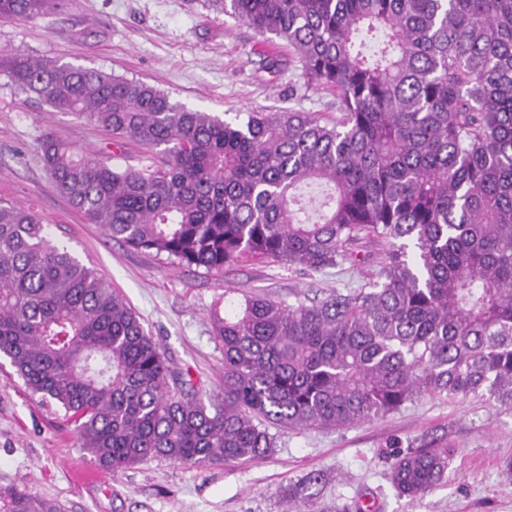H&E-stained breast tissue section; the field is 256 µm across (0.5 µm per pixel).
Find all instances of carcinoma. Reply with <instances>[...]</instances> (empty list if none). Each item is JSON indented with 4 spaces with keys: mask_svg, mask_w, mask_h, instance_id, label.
Listing matches in <instances>:
<instances>
[{
    "mask_svg": "<svg viewBox=\"0 0 512 512\" xmlns=\"http://www.w3.org/2000/svg\"><path fill=\"white\" fill-rule=\"evenodd\" d=\"M292 48L307 87L336 93L334 123L300 110L227 122L140 80L0 56L27 97L161 156L124 170L40 137L58 191L112 239L218 273L259 258L313 275L382 245L375 279L290 303L224 298L211 335L224 397L187 391L139 316L0 200V356L73 420L116 473L152 459L256 461L279 430H340L422 395L512 408V0H205ZM56 0H0V21ZM387 40L368 59L361 33ZM448 446L397 453L389 479L415 499L443 481ZM322 473L288 488L283 512ZM0 512H60L25 490Z\"/></svg>",
    "mask_w": 512,
    "mask_h": 512,
    "instance_id": "1",
    "label": "carcinoma"
}]
</instances>
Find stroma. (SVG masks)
Wrapping results in <instances>:
<instances>
[{
    "label": "stroma",
    "instance_id": "1",
    "mask_svg": "<svg viewBox=\"0 0 512 512\" xmlns=\"http://www.w3.org/2000/svg\"><path fill=\"white\" fill-rule=\"evenodd\" d=\"M0 52L57 60L146 82L172 102L231 121L252 111L301 110L336 116L334 92L304 89L288 48L246 23L214 14L201 0H62L49 13L0 21ZM52 131L81 152L141 166L146 154L74 115L17 92L0 76V199L32 208L54 242L94 269L139 315L170 364L197 387L219 392L224 367L211 337V313L227 289L286 301L367 283V263L308 276L245 258L205 273L112 240L59 194L39 139ZM447 440L446 482L425 496H398L391 453L423 439ZM328 476L305 512L336 503L371 512H512V409L487 397L425 395L399 412L343 430L277 433L274 453L257 462L181 466L152 460L113 474L81 448L74 425L26 390L10 363L0 364V491L10 488L56 503L61 512H282L289 484Z\"/></svg>",
    "mask_w": 512,
    "mask_h": 512
}]
</instances>
